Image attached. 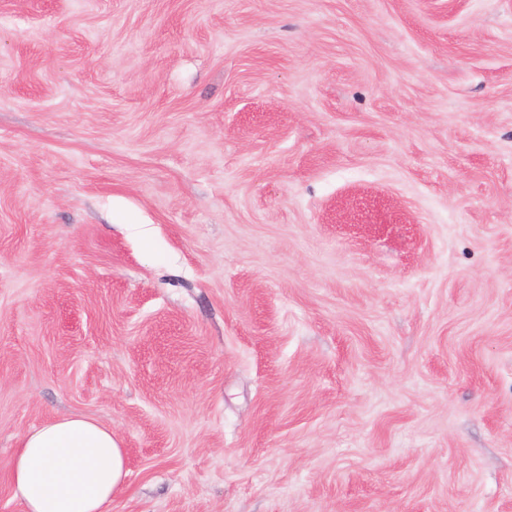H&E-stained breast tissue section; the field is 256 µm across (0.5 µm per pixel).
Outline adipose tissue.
<instances>
[{"instance_id": "ef3b65f1", "label": "adipose tissue", "mask_w": 512, "mask_h": 512, "mask_svg": "<svg viewBox=\"0 0 512 512\" xmlns=\"http://www.w3.org/2000/svg\"><path fill=\"white\" fill-rule=\"evenodd\" d=\"M127 475L125 450L111 427L63 415L21 437L10 483L25 512H110Z\"/></svg>"}]
</instances>
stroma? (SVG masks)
Here are the masks:
<instances>
[{"mask_svg":"<svg viewBox=\"0 0 512 512\" xmlns=\"http://www.w3.org/2000/svg\"><path fill=\"white\" fill-rule=\"evenodd\" d=\"M512 512V0H0V512ZM127 475L125 450L111 427L62 415L21 437L10 483L25 512H110Z\"/></svg>","mask_w":512,"mask_h":512,"instance_id":"stroma-1","label":"stroma"}]
</instances>
